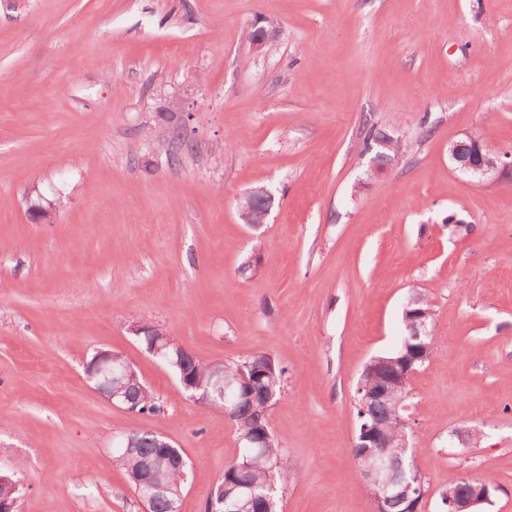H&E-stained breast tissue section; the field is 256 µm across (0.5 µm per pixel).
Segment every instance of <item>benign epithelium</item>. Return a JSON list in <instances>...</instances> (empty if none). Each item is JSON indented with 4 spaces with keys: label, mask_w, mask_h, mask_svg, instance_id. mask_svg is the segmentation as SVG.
<instances>
[{
    "label": "benign epithelium",
    "mask_w": 512,
    "mask_h": 512,
    "mask_svg": "<svg viewBox=\"0 0 512 512\" xmlns=\"http://www.w3.org/2000/svg\"><path fill=\"white\" fill-rule=\"evenodd\" d=\"M450 159L458 170L481 182L494 180L501 173L512 168L511 154L505 153L493 158L480 141L471 136L456 143V149L451 153ZM273 201V194L266 187L251 189L240 201V218L247 219L254 209L259 208L262 215L261 223H267ZM132 332L136 336L156 337L154 342L148 344V350L155 355L168 346L167 333L155 325L136 322L132 326ZM430 335L424 316L419 314L413 317L409 321L406 341L415 345V349L414 357L408 359L407 369L396 377L376 385L358 382L357 394L361 396L362 401L367 403L394 401L402 410H409V405L405 404V401L410 397V383L416 373L412 365L419 360L424 362L430 358L432 350L425 342ZM114 359L115 354L110 350L96 351L93 359L86 364V374L90 378L102 377L109 386L103 395L113 403L120 398L124 399L126 409L134 411L137 409V403L125 398L124 378L113 376L112 361ZM393 443L394 440L374 419L359 427L355 447L365 449L363 453L366 462L365 481L375 502V512H388L386 501L391 497L407 498L420 492V488L413 486L408 480L401 458L388 452V449L393 447ZM135 492L139 500L146 505L161 496L165 492V487L156 483L152 476L148 475L135 480ZM490 498L491 491L487 487L480 493L475 491L470 493L466 489L454 486L445 492L448 512H471V509L489 502Z\"/></svg>",
    "instance_id": "7a95c632"
}]
</instances>
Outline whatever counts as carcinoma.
Here are the masks:
<instances>
[{"instance_id": "1", "label": "carcinoma", "mask_w": 512, "mask_h": 512, "mask_svg": "<svg viewBox=\"0 0 512 512\" xmlns=\"http://www.w3.org/2000/svg\"><path fill=\"white\" fill-rule=\"evenodd\" d=\"M387 135L389 132L372 125L364 139L363 153L371 154V161L379 170L395 162L407 148L404 142L391 147L381 145ZM162 360L178 375L183 370L189 372L190 381L205 390L213 383L210 363L192 355L184 358L173 345L163 351ZM248 362L250 367L246 369L241 362L224 364V376L234 380L236 388L240 386L236 378L243 377L250 387L249 396L227 404L224 398L214 394L207 402L209 407L226 409L240 445L238 456L224 468L221 479L224 504L217 509L233 512L234 505L240 501L241 488L246 487L254 492V512H280V502L293 473L284 448L270 428L268 411L282 391L284 369L269 355L254 356ZM129 382L130 396L138 402V410H156V399L141 378L133 375ZM368 410L384 422L383 429L390 436L408 431V425L402 419L403 411L381 401L370 404ZM128 435L135 438V442L129 448L116 449V463L131 482L151 472L167 487V496L154 503L153 512H180L181 498L177 493L184 490L183 473L186 472V468L178 464V459L183 457L182 450L173 449L170 463L159 468L155 464V449L162 437L148 431H130Z\"/></svg>"}]
</instances>
